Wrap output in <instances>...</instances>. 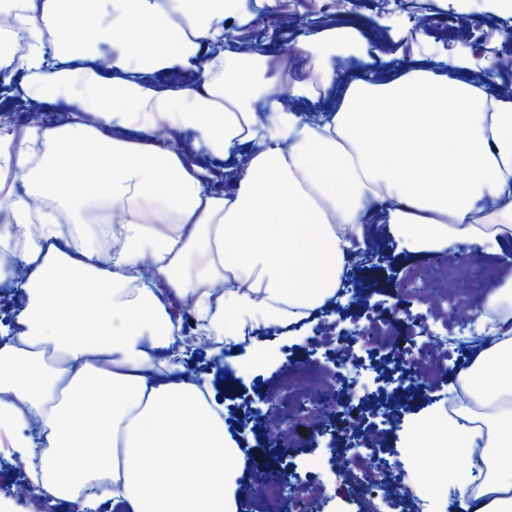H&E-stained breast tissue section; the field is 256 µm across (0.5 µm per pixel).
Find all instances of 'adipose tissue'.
Masks as SVG:
<instances>
[{"instance_id": "1", "label": "adipose tissue", "mask_w": 512, "mask_h": 512, "mask_svg": "<svg viewBox=\"0 0 512 512\" xmlns=\"http://www.w3.org/2000/svg\"><path fill=\"white\" fill-rule=\"evenodd\" d=\"M15 18L24 53L7 64L35 75L33 93L54 103L74 86L62 128L0 123V247L29 269V305L0 344V436L29 416L44 432L31 471L50 494L75 502L81 485L127 512H237L244 464L218 405L167 354L180 325L159 311L234 278L216 335L247 324L283 326L332 297L369 224L423 250L512 242V100L423 70L377 84L357 81L341 106L305 118L273 112L259 128L252 102L263 89L235 72L223 44L225 0H23ZM105 47L110 70L91 46ZM178 65L191 84L161 90L126 78L129 69ZM94 113L121 126L197 130L210 154L252 149L232 193L212 190L180 155L111 138ZM97 161L102 191L121 215L111 257L77 223L40 198L80 210L71 186ZM493 211L480 215L478 205ZM155 267L138 288L139 267ZM486 413L485 439L455 423L425 426L430 448L471 461L487 450V482L462 493L459 512H512V324L460 371Z\"/></svg>"}]
</instances>
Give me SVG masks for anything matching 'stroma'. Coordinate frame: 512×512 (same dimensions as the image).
Here are the masks:
<instances>
[{
	"label": "stroma",
	"instance_id": "stroma-1",
	"mask_svg": "<svg viewBox=\"0 0 512 512\" xmlns=\"http://www.w3.org/2000/svg\"><path fill=\"white\" fill-rule=\"evenodd\" d=\"M273 7L281 11V25L277 31H263L259 19ZM326 13L324 0H236L224 26L236 35L250 34L257 54L267 57V67H256L252 74L256 82L268 84L280 66H287L304 112L336 111L351 82L381 83L412 69L447 72L490 94L512 85V0H389L385 5L350 0L334 22L326 21ZM451 58L459 60V68L449 69ZM495 59L501 62L496 69L491 66ZM326 73L332 79L324 84L320 78ZM185 136L193 147L185 164H202L211 188L233 192L239 161L249 145L217 159L198 131L186 130ZM374 243L376 257L360 274L368 284L366 304L328 300L297 324L254 329L244 349L218 337L208 344L188 340L180 348L184 373L208 400L223 406L224 427L245 458L235 492L240 512H291L289 494L272 502L252 492L256 475L272 465L297 479L320 474L327 490L315 498L311 512H365V500L348 494L336 466L337 450L350 442L341 431L347 416L344 400L310 421L296 447L274 435L263 399L277 387L283 364L313 360L335 369V352L315 345L317 335L333 324L350 329L377 311L394 323L391 346H410V319L424 320L430 308L425 295L404 291L403 283L413 269L427 266L429 256L393 236L385 224ZM471 361L469 351L450 350L447 372L408 382L411 398L397 426L380 430L382 443L395 449L394 466L406 474L407 489L421 512H458L460 490L473 480L465 461L415 445L423 425L447 424L448 395Z\"/></svg>",
	"mask_w": 512,
	"mask_h": 512
}]
</instances>
